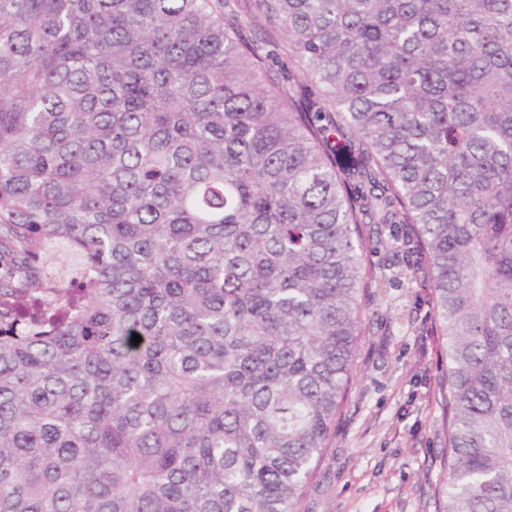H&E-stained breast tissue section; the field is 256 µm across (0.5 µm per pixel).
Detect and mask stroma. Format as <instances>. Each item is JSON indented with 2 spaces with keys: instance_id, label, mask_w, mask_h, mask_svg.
Returning a JSON list of instances; mask_svg holds the SVG:
<instances>
[{
  "instance_id": "obj_1",
  "label": "stroma",
  "mask_w": 512,
  "mask_h": 512,
  "mask_svg": "<svg viewBox=\"0 0 512 512\" xmlns=\"http://www.w3.org/2000/svg\"><path fill=\"white\" fill-rule=\"evenodd\" d=\"M353 387L296 512H434L446 360L421 277L374 289Z\"/></svg>"
}]
</instances>
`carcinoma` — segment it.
<instances>
[{"mask_svg": "<svg viewBox=\"0 0 512 512\" xmlns=\"http://www.w3.org/2000/svg\"><path fill=\"white\" fill-rule=\"evenodd\" d=\"M235 2L0 0V512H294L366 224L434 291L435 512H512V0Z\"/></svg>", "mask_w": 512, "mask_h": 512, "instance_id": "1", "label": "carcinoma"}]
</instances>
